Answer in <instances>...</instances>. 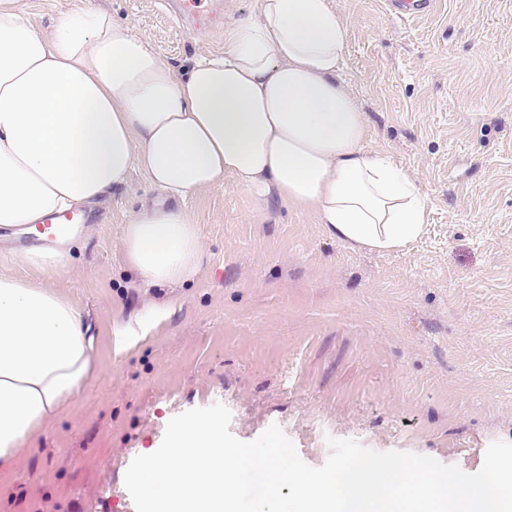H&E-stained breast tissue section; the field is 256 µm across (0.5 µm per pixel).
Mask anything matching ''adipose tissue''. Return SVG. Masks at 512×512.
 Returning <instances> with one entry per match:
<instances>
[{
	"mask_svg": "<svg viewBox=\"0 0 512 512\" xmlns=\"http://www.w3.org/2000/svg\"><path fill=\"white\" fill-rule=\"evenodd\" d=\"M346 52L331 0H257L225 28L223 52L181 76L107 12L66 10L41 33L0 0V230L97 204L138 169L168 198L230 177L311 210L351 247L404 248L427 203L390 154L368 148L341 78ZM73 241L63 232L12 258L50 272ZM122 246L143 288L191 281L203 257L192 216L161 204L130 214ZM94 341L71 301L0 275V468L86 383Z\"/></svg>",
	"mask_w": 512,
	"mask_h": 512,
	"instance_id": "1",
	"label": "adipose tissue"
}]
</instances>
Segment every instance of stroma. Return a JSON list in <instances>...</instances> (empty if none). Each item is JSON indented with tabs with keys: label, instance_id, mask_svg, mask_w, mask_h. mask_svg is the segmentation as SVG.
I'll return each instance as SVG.
<instances>
[{
	"label": "stroma",
	"instance_id": "1",
	"mask_svg": "<svg viewBox=\"0 0 512 512\" xmlns=\"http://www.w3.org/2000/svg\"><path fill=\"white\" fill-rule=\"evenodd\" d=\"M348 30L342 78L369 146L427 202L423 235L379 254L331 237L307 211L227 179L189 196L204 256L177 288H139L121 239L157 190L141 171L78 227L68 265L31 274L0 247V274L71 300L95 338L73 400L0 469V512H136L124 485L169 420L220 403L243 441L278 424L312 467L328 438L478 472L512 443V0H437L397 20L384 0H332ZM50 31L97 8L175 68L222 52L224 32L183 23L176 0H21ZM145 336L123 354L127 327Z\"/></svg>",
	"mask_w": 512,
	"mask_h": 512
}]
</instances>
